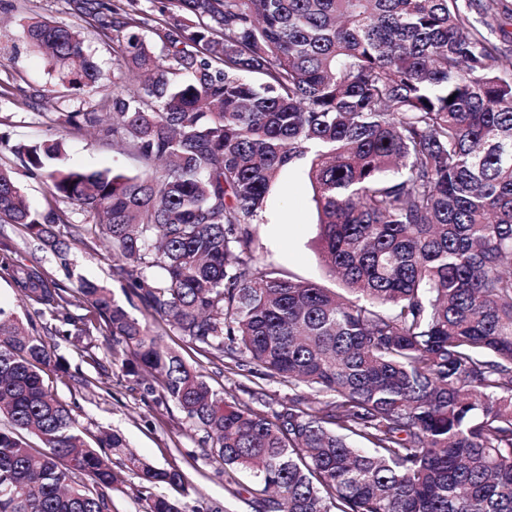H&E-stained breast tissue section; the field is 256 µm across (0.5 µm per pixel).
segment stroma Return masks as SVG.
Segmentation results:
<instances>
[{"instance_id":"1","label":"stroma","mask_w":512,"mask_h":512,"mask_svg":"<svg viewBox=\"0 0 512 512\" xmlns=\"http://www.w3.org/2000/svg\"><path fill=\"white\" fill-rule=\"evenodd\" d=\"M34 17L76 27L91 59L105 74V81L77 95L58 85L55 71L26 37L27 25ZM113 69L112 41L66 13L63 0H0V133L9 140L8 147L0 148V163L12 168L33 210L43 214L60 210L70 217L69 223L54 227L67 243L65 253L59 254L0 215V239H9L13 245L11 269L0 267V307L14 311L22 321H33L40 330L52 326L53 321L50 316H39L37 305L21 296L13 266H41L71 288L84 280L97 281L118 296L122 295L127 278L114 270L106 248L89 233L92 216L53 196L45 179L31 174L10 148L56 138L62 141L70 166L139 173L142 164L135 154L113 146L111 139L101 134L84 127H64L56 120L61 112L93 108L107 111L113 92L129 84L128 77H114ZM287 180V197L273 196L270 206L287 214L289 221L273 224L265 220L255 225L256 255L287 276L334 287L322 262L317 210L304 168L290 172ZM131 313L148 322L151 330L186 363L200 369L215 389L240 398L249 390L263 391L264 398L256 402V409H275L280 401L306 392L305 387H289L245 371L228 372L225 358L197 352L167 323L152 318L142 305L132 307ZM92 342L98 347V365L85 362L80 346L62 341L57 346L61 367L47 370L44 375L45 384L72 404L80 428L89 434L118 430L143 460L159 467L174 462L186 470L194 488L182 499L184 512H252L245 499H228L221 465L204 456L199 443L201 434L185 415L174 404L154 403L143 387L125 375L120 361L111 357L101 334H94Z\"/></svg>"}]
</instances>
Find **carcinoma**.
Instances as JSON below:
<instances>
[{"label": "carcinoma", "instance_id": "cac0c4a2", "mask_svg": "<svg viewBox=\"0 0 512 512\" xmlns=\"http://www.w3.org/2000/svg\"><path fill=\"white\" fill-rule=\"evenodd\" d=\"M67 0L113 33L133 83L112 111L63 112L134 153L143 171H88L62 143L11 147L53 195L95 218L125 300L70 288L36 265L24 297L97 330L126 374L153 384L224 465L228 496L248 470L258 512H512V55L504 0ZM149 29L161 44L142 36ZM27 35L77 94L104 75L79 31L34 19ZM322 260L340 288L285 277L254 256L263 220L301 161ZM0 213L55 251L63 212L27 205L0 165ZM234 367L302 383L269 414L215 391L128 306ZM89 315L74 317L72 306ZM51 336L0 307V512H111L136 472L145 512H182L187 473L89 443L45 386ZM41 446L33 447L27 436Z\"/></svg>", "mask_w": 512, "mask_h": 512}]
</instances>
